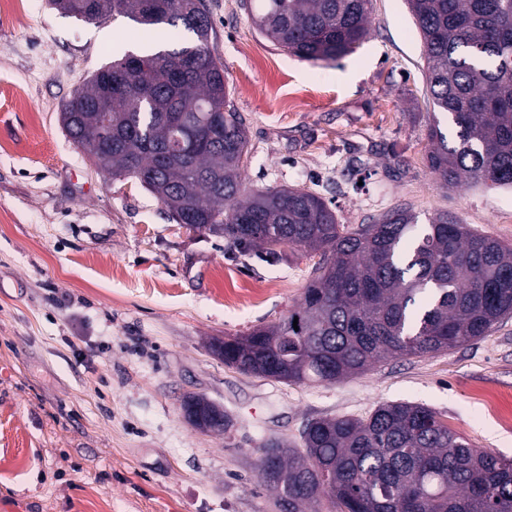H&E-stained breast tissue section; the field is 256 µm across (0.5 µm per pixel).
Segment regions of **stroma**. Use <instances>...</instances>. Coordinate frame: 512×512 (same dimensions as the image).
I'll list each match as a JSON object with an SVG mask.
<instances>
[{
  "mask_svg": "<svg viewBox=\"0 0 512 512\" xmlns=\"http://www.w3.org/2000/svg\"><path fill=\"white\" fill-rule=\"evenodd\" d=\"M212 55L245 120L247 191L303 187L348 227L405 208L448 212L512 245V188L445 189L427 162L423 43L407 0H372L370 34L330 63L285 54L245 0H204ZM144 35L89 24L49 0L0 13V512H282L258 470L272 442L325 416L410 402L475 447L512 458V317L437 354L391 358L333 384L224 364L209 341L297 310L319 254L230 246L172 219L131 177L99 171L63 105ZM201 394L231 423L202 433ZM183 401L184 402L182 408L184 411V415L192 425L193 423L190 421V415L188 413L189 409L192 407H196L204 412L217 413L218 411H222V413H224V409L222 408V406L216 404L215 402L201 395H188L184 398ZM229 423L230 418L228 414L224 413V427L217 426L216 428L213 429V431L223 432L228 428Z\"/></svg>",
  "mask_w": 512,
  "mask_h": 512,
  "instance_id": "stroma-1",
  "label": "stroma"
}]
</instances>
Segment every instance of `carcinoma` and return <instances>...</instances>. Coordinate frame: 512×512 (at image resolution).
Returning a JSON list of instances; mask_svg holds the SVG:
<instances>
[{"label":"carcinoma","instance_id":"obj_1","mask_svg":"<svg viewBox=\"0 0 512 512\" xmlns=\"http://www.w3.org/2000/svg\"><path fill=\"white\" fill-rule=\"evenodd\" d=\"M257 30L311 62L351 53L371 0H255ZM425 47L426 95L456 137L428 128L446 188L512 187V0H408ZM89 23L122 16L156 44L92 72L60 113L67 135L112 177L131 176L178 223L239 247L320 251L299 311L210 345L224 363L287 383H336L372 364L462 346L512 315V246L446 212L420 228L405 209L348 228L319 195L247 194L243 119L209 51L202 0H50ZM298 327H293V321ZM216 413L201 395L183 411ZM299 446L259 472L288 512H512V459L474 447L432 409L382 404L309 421Z\"/></svg>","mask_w":512,"mask_h":512}]
</instances>
